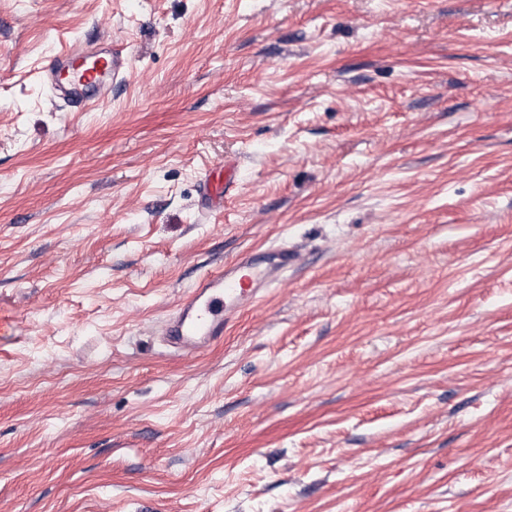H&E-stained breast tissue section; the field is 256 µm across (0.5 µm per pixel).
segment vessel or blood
Here are the masks:
<instances>
[{"label":"vessel or blood","instance_id":"b4317fda","mask_svg":"<svg viewBox=\"0 0 512 512\" xmlns=\"http://www.w3.org/2000/svg\"><path fill=\"white\" fill-rule=\"evenodd\" d=\"M127 73L128 58L122 50H92L75 44L55 57L41 79L55 98L78 107L104 101L112 81L125 78ZM234 181L235 167L231 164L207 174L202 182L203 198H226ZM298 259L295 251L285 247L261 256L246 252L203 278L168 317L164 328L167 345L187 356L223 340L225 322L254 304Z\"/></svg>","mask_w":512,"mask_h":512}]
</instances>
